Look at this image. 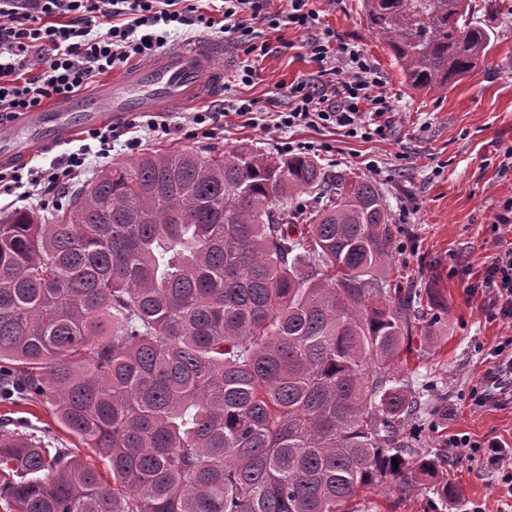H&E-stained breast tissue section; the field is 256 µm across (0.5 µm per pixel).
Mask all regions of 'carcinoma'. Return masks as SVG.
Segmentation results:
<instances>
[{"label": "carcinoma", "instance_id": "carcinoma-1", "mask_svg": "<svg viewBox=\"0 0 512 512\" xmlns=\"http://www.w3.org/2000/svg\"><path fill=\"white\" fill-rule=\"evenodd\" d=\"M418 90L494 42L476 0H362ZM315 193L324 205L292 207ZM396 226L367 177L239 143L149 149L64 211L0 217V401L42 400L112 480L0 430L3 512H362L392 475L454 494L418 428L448 398L390 365L422 295L391 280ZM398 469H393L392 460Z\"/></svg>", "mask_w": 512, "mask_h": 512}]
</instances>
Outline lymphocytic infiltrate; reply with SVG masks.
<instances>
[{
  "mask_svg": "<svg viewBox=\"0 0 512 512\" xmlns=\"http://www.w3.org/2000/svg\"><path fill=\"white\" fill-rule=\"evenodd\" d=\"M268 3L220 0L215 10L224 18L225 38L256 57L266 53L262 28L284 22L312 31L309 49L321 74L316 81L290 87L292 107L279 113L275 128L322 125L342 128L352 138L385 137L392 123L391 104L361 50L333 30H318L319 15L309 0H288L286 8L273 12ZM193 25L208 30L214 20L195 13L184 0H0V117L9 119L52 97L80 93L116 67L149 60L172 31ZM129 125L139 131L126 142L135 150L144 138L163 140L180 131L190 138L211 137L224 126V110H201L182 119L143 113ZM115 131L112 125L83 131L80 147L62 153L46 169L1 168L0 195L20 201L35 196L46 206L56 203L62 188L85 173L89 157H109ZM478 285L493 293L499 315L512 320V248L492 257ZM452 445L467 449L470 458L500 465L502 482L512 495V448L465 437Z\"/></svg>",
  "mask_w": 512,
  "mask_h": 512,
  "instance_id": "1",
  "label": "lymphocytic infiltrate"
}]
</instances>
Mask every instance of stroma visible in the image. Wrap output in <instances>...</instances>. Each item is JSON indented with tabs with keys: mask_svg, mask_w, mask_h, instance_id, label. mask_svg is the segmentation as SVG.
Instances as JSON below:
<instances>
[{
	"mask_svg": "<svg viewBox=\"0 0 512 512\" xmlns=\"http://www.w3.org/2000/svg\"><path fill=\"white\" fill-rule=\"evenodd\" d=\"M322 27L362 50L381 76L395 118L385 138L363 140L320 126L267 130L230 112L224 128L208 139L176 133L161 140L162 148L223 150L249 142L264 152L284 153L286 145L317 147V159L332 174L364 175L383 190L399 229L394 268L404 286L418 293L434 290L448 306L440 323L432 312L419 310V327L439 337L437 346L413 340L399 372L411 384L430 379L448 393V417L437 420L422 443L424 451L443 448L442 465L457 496L443 503L426 486L402 489L388 478L360 495L367 512H512V498L496 467L477 462L452 448V436L474 441L496 440L512 448V401H490L473 408L479 385L494 386L488 356L512 338V320L492 317L489 293L470 291L500 247L512 245V230L501 227V215L512 204V0H485L479 17L495 33V41L478 68L448 92L412 89L383 42L367 25L361 0H310ZM266 55L255 64L251 84L240 81L244 54L224 40L219 30L185 27L173 32L171 45L197 40L224 46L220 62L223 101L253 100L258 112L288 108V88L316 78L319 65L311 57L309 32L288 26L266 30ZM329 151H322V144ZM23 421L45 432L54 448H73L76 440L59 427L49 405L0 402V419Z\"/></svg>",
	"mask_w": 512,
	"mask_h": 512,
	"instance_id": "35a3bbf8",
	"label": "stroma"
}]
</instances>
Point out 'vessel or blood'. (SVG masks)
Listing matches in <instances>:
<instances>
[{"label":"vessel or blood","instance_id":"vessel-or-blood-1","mask_svg":"<svg viewBox=\"0 0 512 512\" xmlns=\"http://www.w3.org/2000/svg\"><path fill=\"white\" fill-rule=\"evenodd\" d=\"M223 52L220 44L185 43L165 51L147 66L130 67L81 94L0 121V167L20 165L41 150L77 138L88 128L220 95L224 72L214 67L213 60Z\"/></svg>","mask_w":512,"mask_h":512}]
</instances>
